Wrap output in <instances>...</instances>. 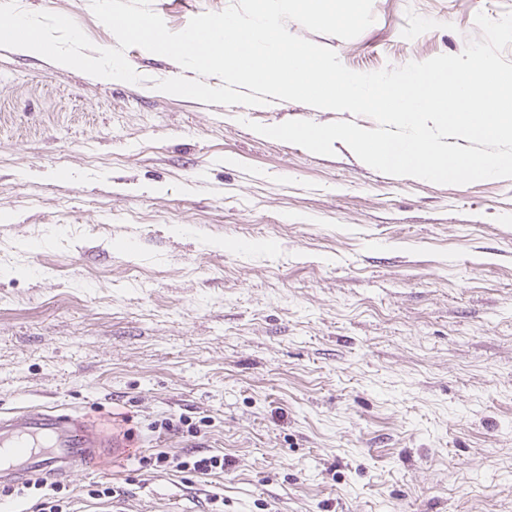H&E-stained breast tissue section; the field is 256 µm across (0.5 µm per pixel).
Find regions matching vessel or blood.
<instances>
[{
    "instance_id": "vessel-or-blood-1",
    "label": "vessel or blood",
    "mask_w": 512,
    "mask_h": 512,
    "mask_svg": "<svg viewBox=\"0 0 512 512\" xmlns=\"http://www.w3.org/2000/svg\"><path fill=\"white\" fill-rule=\"evenodd\" d=\"M141 441L107 435L77 412L29 407L0 415V483L34 472L67 478L101 468L112 456L132 457Z\"/></svg>"
}]
</instances>
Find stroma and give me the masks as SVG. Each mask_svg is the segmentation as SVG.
Here are the masks:
<instances>
[{
	"label": "stroma",
	"instance_id": "obj_1",
	"mask_svg": "<svg viewBox=\"0 0 512 512\" xmlns=\"http://www.w3.org/2000/svg\"><path fill=\"white\" fill-rule=\"evenodd\" d=\"M230 3L151 7L178 32ZM18 5L117 44L90 0ZM480 12L512 0H373L350 40L287 28L367 73L461 53ZM125 57L140 82L0 48V411L126 414L146 454L224 470L116 459L66 481L75 512H106L95 483L125 512H512V179L317 155L248 124L371 118L166 95L194 71ZM142 463L157 468H173L178 472H188L202 476L210 475L216 470L222 472L224 470V458L218 455L169 454L168 452H161L154 458H142Z\"/></svg>",
	"mask_w": 512,
	"mask_h": 512
}]
</instances>
